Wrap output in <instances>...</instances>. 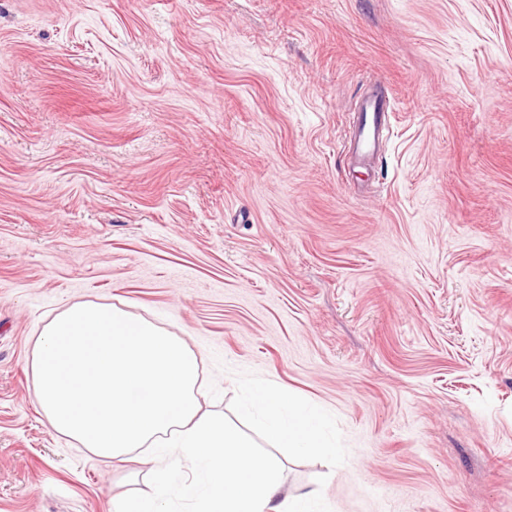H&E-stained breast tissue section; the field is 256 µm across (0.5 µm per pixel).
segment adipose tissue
<instances>
[{
    "label": "adipose tissue",
    "instance_id": "1",
    "mask_svg": "<svg viewBox=\"0 0 512 512\" xmlns=\"http://www.w3.org/2000/svg\"><path fill=\"white\" fill-rule=\"evenodd\" d=\"M32 371L49 424L99 458L126 462L144 449L160 485L168 460H192L199 512H319L314 494L284 495L277 462L248 436L201 413L197 356L150 321L109 304H70L44 327ZM245 392L243 412L267 440L337 455L316 410L264 382H246Z\"/></svg>",
    "mask_w": 512,
    "mask_h": 512
}]
</instances>
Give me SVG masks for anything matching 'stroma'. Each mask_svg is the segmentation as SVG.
<instances>
[{
    "label": "stroma",
    "instance_id": "1",
    "mask_svg": "<svg viewBox=\"0 0 512 512\" xmlns=\"http://www.w3.org/2000/svg\"><path fill=\"white\" fill-rule=\"evenodd\" d=\"M89 300L181 336L288 495L512 512V0H0V512H196L191 462L161 491L48 423L33 347ZM247 380L341 458L273 447ZM390 99L375 92L355 113L356 158L363 165H370L377 157V151L384 131L388 127Z\"/></svg>",
    "mask_w": 512,
    "mask_h": 512
}]
</instances>
